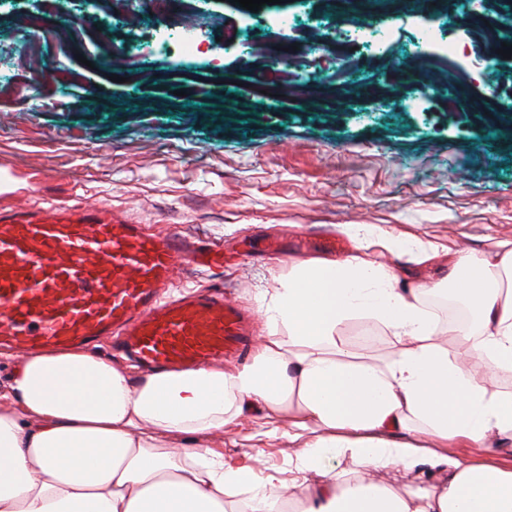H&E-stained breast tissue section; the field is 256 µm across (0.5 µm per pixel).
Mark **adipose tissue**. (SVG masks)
<instances>
[{
  "label": "adipose tissue",
  "mask_w": 512,
  "mask_h": 512,
  "mask_svg": "<svg viewBox=\"0 0 512 512\" xmlns=\"http://www.w3.org/2000/svg\"><path fill=\"white\" fill-rule=\"evenodd\" d=\"M342 232L417 264L444 261L446 283L477 318L476 336L449 353L426 303L442 283L405 285L358 251L341 261L290 263L273 293L251 363L130 376L81 347L24 356L0 387V512H282L285 484L208 448V436L259 412V434L288 422L306 443L289 460L305 491L295 512H512V465L445 454L461 441L482 453L512 439V394L487 384L512 372V243L449 252L371 224ZM364 316L397 343L388 360L342 347L337 330ZM426 435L428 445L413 442ZM362 465L353 478L336 457ZM417 480L403 490L380 474Z\"/></svg>",
  "instance_id": "adipose-tissue-1"
}]
</instances>
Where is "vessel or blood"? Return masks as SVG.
Returning a JSON list of instances; mask_svg holds the SVG:
<instances>
[{"label": "vessel or blood", "mask_w": 512, "mask_h": 512, "mask_svg": "<svg viewBox=\"0 0 512 512\" xmlns=\"http://www.w3.org/2000/svg\"><path fill=\"white\" fill-rule=\"evenodd\" d=\"M223 248L149 230L103 203L0 207V348L26 354L115 335L143 369L194 368L244 356L242 307L208 287L171 302L184 262Z\"/></svg>", "instance_id": "b4317fda"}]
</instances>
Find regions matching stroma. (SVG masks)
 <instances>
[{"instance_id": "stroma-1", "label": "stroma", "mask_w": 512, "mask_h": 512, "mask_svg": "<svg viewBox=\"0 0 512 512\" xmlns=\"http://www.w3.org/2000/svg\"><path fill=\"white\" fill-rule=\"evenodd\" d=\"M492 0L452 9L381 12L358 0L359 33L331 32L326 0H298L288 25L230 0H170L167 21L148 5L75 0L61 47L55 0H0V205L103 201L113 211L188 242L248 258L181 269L177 291L217 286L245 309L272 291L287 267L254 246L276 240L289 260L327 257L321 242L342 224H373L449 249L478 252L512 241V59H486L471 20ZM193 18L199 49L180 54L169 26ZM262 53L225 49L223 27ZM332 35L333 50L312 53ZM459 48L443 52L444 44ZM281 79L261 93L250 81L270 56ZM135 75L113 82V56ZM51 59L45 75L40 58ZM498 110L481 111L489 91ZM371 329L382 339L357 341ZM351 350L384 360L396 349L382 327L356 319L339 331ZM243 420L205 447L262 474L288 479L301 443Z\"/></svg>"}]
</instances>
